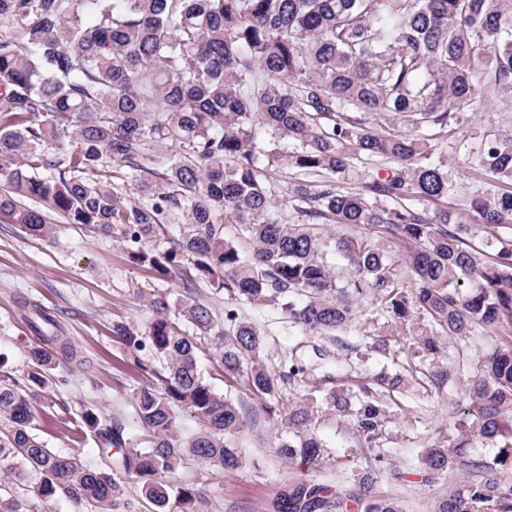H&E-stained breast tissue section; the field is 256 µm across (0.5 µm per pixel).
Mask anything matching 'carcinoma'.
I'll use <instances>...</instances> for the list:
<instances>
[{
  "instance_id": "cac0c4a2",
  "label": "carcinoma",
  "mask_w": 512,
  "mask_h": 512,
  "mask_svg": "<svg viewBox=\"0 0 512 512\" xmlns=\"http://www.w3.org/2000/svg\"><path fill=\"white\" fill-rule=\"evenodd\" d=\"M502 96L512 0H0V223L51 239L57 217L113 236L182 288L146 296V327L112 325L152 357L140 363L151 384L132 392V429L81 410L78 428L104 445L95 468L35 433L53 364L86 360L54 315L18 299L34 339L26 375H0V512L37 509L19 495L21 468L45 505L132 512L122 474L155 512H205L192 485L168 480L183 460L235 471L239 437L277 417L280 456L318 471L323 411L369 456L343 485L288 480L273 512H403L379 490L405 475L383 437L415 388L451 412L419 455L422 481L447 484L433 512H512V130L468 151L494 182L469 199L477 224L449 206L448 165L419 163L448 146L452 121ZM375 159L382 172L348 186L354 162ZM328 224L357 232L330 238ZM368 304L384 322L365 354L392 366L356 387L316 343L268 366L266 328L240 312L273 307L356 352L347 339ZM205 355L237 395L205 378ZM300 382L280 411L281 386ZM181 413L196 433H180ZM488 444L493 457L471 453Z\"/></svg>"
}]
</instances>
